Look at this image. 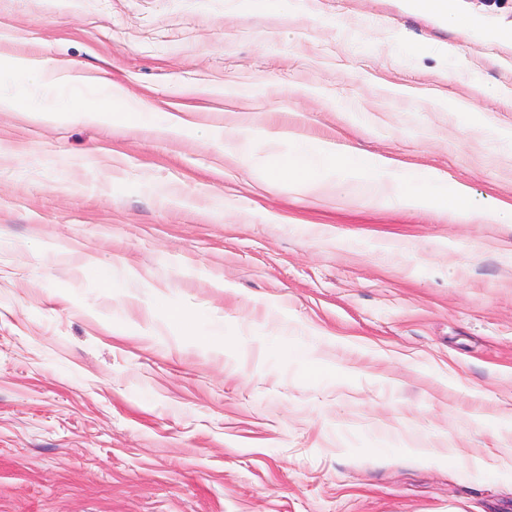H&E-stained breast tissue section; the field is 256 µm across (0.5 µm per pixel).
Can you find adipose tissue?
I'll list each match as a JSON object with an SVG mask.
<instances>
[{
  "label": "adipose tissue",
  "instance_id": "1",
  "mask_svg": "<svg viewBox=\"0 0 512 512\" xmlns=\"http://www.w3.org/2000/svg\"><path fill=\"white\" fill-rule=\"evenodd\" d=\"M70 113L74 118L85 120L121 123L136 117L171 128L181 126L175 116L153 111L142 101L127 98L118 85L109 82L104 84L93 102H79L71 106ZM256 139L273 145L287 143V151L275 156V170L287 174L289 181L308 192L323 189L339 178L366 180L372 183L377 192L390 193L393 200L405 208L433 207L457 218L477 216L488 224L512 222V208L476 210L465 187L449 183L447 177L437 172H404L393 168L387 159L366 156L354 149L339 153L328 144L303 141L291 137L287 132H267L256 128L243 130L239 141H225L224 148L236 151Z\"/></svg>",
  "mask_w": 512,
  "mask_h": 512
}]
</instances>
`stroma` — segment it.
<instances>
[{"mask_svg":"<svg viewBox=\"0 0 512 512\" xmlns=\"http://www.w3.org/2000/svg\"><path fill=\"white\" fill-rule=\"evenodd\" d=\"M452 5L472 24L0 0L1 56L191 127L0 112V512H512V223L308 193L216 137L287 129L512 205V0Z\"/></svg>","mask_w":512,"mask_h":512,"instance_id":"1","label":"stroma"}]
</instances>
